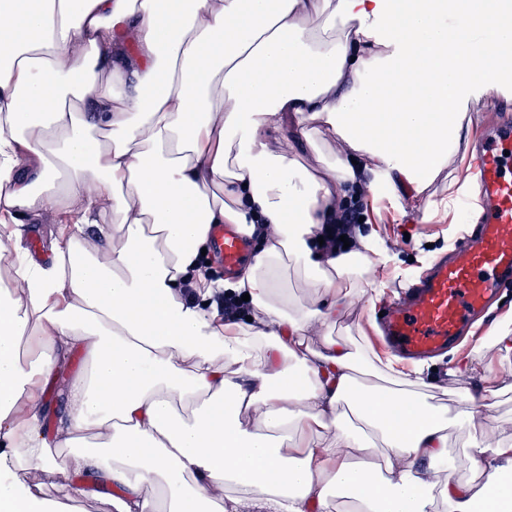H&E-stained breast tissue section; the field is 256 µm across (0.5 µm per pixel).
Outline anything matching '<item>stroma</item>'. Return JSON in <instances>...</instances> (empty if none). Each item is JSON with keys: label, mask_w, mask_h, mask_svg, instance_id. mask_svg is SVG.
Returning <instances> with one entry per match:
<instances>
[{"label": "stroma", "mask_w": 512, "mask_h": 512, "mask_svg": "<svg viewBox=\"0 0 512 512\" xmlns=\"http://www.w3.org/2000/svg\"><path fill=\"white\" fill-rule=\"evenodd\" d=\"M512 121V101L498 103L495 107H477L469 114L464 134L466 144L453 158L458 169H465L475 147V133L481 126L493 127L502 120ZM448 197V176L440 174L427 187L421 201L436 200L440 203L437 214L430 221H423L420 203L399 196L381 201L363 198L360 214L364 231L375 232L386 253L395 255L394 265L377 268L382 283L380 294H366L361 288H352L348 303L333 328L336 337L354 342L361 351L383 352L386 348L374 324L375 311L386 295L396 292L404 278L418 276L428 260L447 255L457 233L458 220L454 207H442ZM512 318V280L505 282L490 302L489 308L477 330L464 332L460 347L463 352L483 348L488 367L485 379L448 370V353L440 351L429 356L432 366L430 392L447 406H456L469 392L486 391L487 407L483 422L489 429L512 431V360H500L490 349L488 333L494 323Z\"/></svg>", "instance_id": "1"}]
</instances>
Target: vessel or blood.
<instances>
[{
	"label": "vessel or blood",
	"mask_w": 512,
	"mask_h": 512,
	"mask_svg": "<svg viewBox=\"0 0 512 512\" xmlns=\"http://www.w3.org/2000/svg\"><path fill=\"white\" fill-rule=\"evenodd\" d=\"M480 152L469 161L478 186L479 217L463 235L451 258L436 260L421 279L407 283L383 308L391 343L420 357L460 339L481 312L504 274L512 273V127L476 134ZM213 243L225 269L244 260L247 237L234 226L215 230Z\"/></svg>",
	"instance_id": "1"
}]
</instances>
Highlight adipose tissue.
Returning a JSON list of instances; mask_svg holds the SVG:
<instances>
[{
    "mask_svg": "<svg viewBox=\"0 0 512 512\" xmlns=\"http://www.w3.org/2000/svg\"><path fill=\"white\" fill-rule=\"evenodd\" d=\"M0 17V512L81 501L76 474L114 488L103 512H227L235 494L263 512H512V434L469 442L480 486L448 451L485 394L450 415L426 363L389 355L364 383L351 341L305 351L388 261L372 232L324 255L321 225L364 195L419 197L469 112L512 99V0H0ZM49 199L68 222L39 261L20 226ZM219 224L255 251L214 280ZM228 291L257 326L222 321ZM75 350L88 369L70 375Z\"/></svg>",
    "mask_w": 512,
    "mask_h": 512,
    "instance_id": "ef3b65f1",
    "label": "adipose tissue"
}]
</instances>
